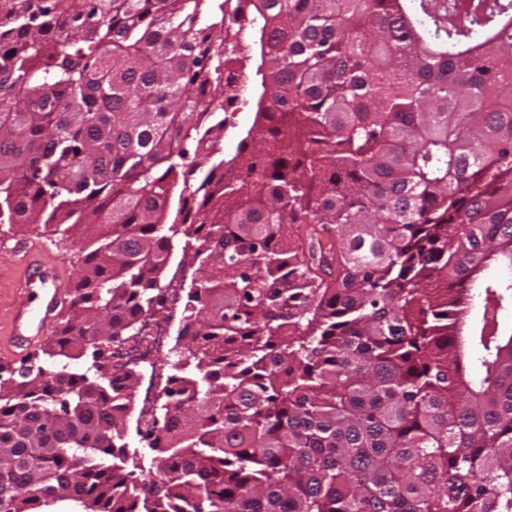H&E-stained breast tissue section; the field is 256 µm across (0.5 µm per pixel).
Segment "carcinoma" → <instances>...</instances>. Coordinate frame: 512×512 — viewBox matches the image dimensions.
<instances>
[{
  "instance_id": "1",
  "label": "carcinoma",
  "mask_w": 512,
  "mask_h": 512,
  "mask_svg": "<svg viewBox=\"0 0 512 512\" xmlns=\"http://www.w3.org/2000/svg\"><path fill=\"white\" fill-rule=\"evenodd\" d=\"M226 2L0 0V224L95 232L0 369V512H512V0H247L265 138L215 181ZM173 237L192 391L129 458L100 360Z\"/></svg>"
}]
</instances>
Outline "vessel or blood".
<instances>
[{"label": "vessel or blood", "mask_w": 512, "mask_h": 512, "mask_svg": "<svg viewBox=\"0 0 512 512\" xmlns=\"http://www.w3.org/2000/svg\"><path fill=\"white\" fill-rule=\"evenodd\" d=\"M26 267L18 283L21 301L6 313L15 340V358L32 353L44 340L70 302V293L60 284L58 268L44 261L41 243L20 239L13 245Z\"/></svg>", "instance_id": "obj_1"}]
</instances>
